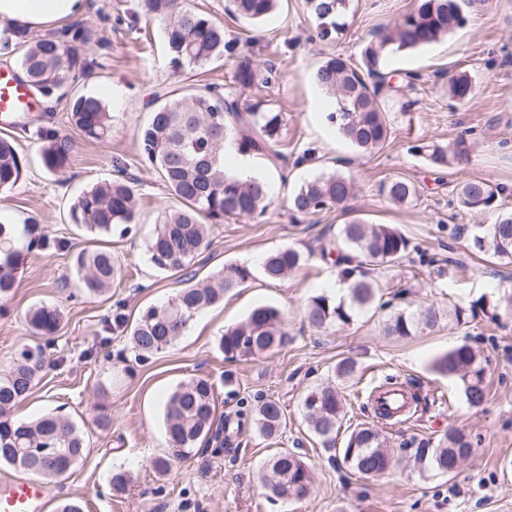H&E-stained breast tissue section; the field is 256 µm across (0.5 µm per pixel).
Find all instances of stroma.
Listing matches in <instances>:
<instances>
[{"instance_id": "stroma-1", "label": "stroma", "mask_w": 512, "mask_h": 512, "mask_svg": "<svg viewBox=\"0 0 512 512\" xmlns=\"http://www.w3.org/2000/svg\"><path fill=\"white\" fill-rule=\"evenodd\" d=\"M193 4L223 22L227 37L238 39L256 61L275 65L277 82L244 97L282 113V137L292 160L282 170L255 161V170L272 186L271 204L258 218L214 225L211 244L195 264L197 278L207 280L230 262L258 267L264 256L286 246L301 251L305 262L279 282L254 275L202 312L165 351L135 361L128 337L112 327L113 314L137 316L181 287L179 276L158 271L148 259L149 235L172 200L157 174L140 163L138 129L156 94L230 80L234 64L227 60L173 74L163 26L141 13L139 0H86L82 20L93 37L83 48L87 73L74 89L104 98L112 112V135L103 142L85 139L70 123L66 101L56 102L51 125L75 145L69 167L57 174L45 171L39 161L43 142L35 130H11L26 164L19 182L0 191V213L20 233L31 231L46 241L41 248L21 249L15 286L0 298V376L8 373L21 346L38 340L27 324L28 311L45 305L60 312L59 330L46 352L48 366L14 416L29 421L60 412L83 427L88 441L87 454L73 471L48 483L41 512H54L64 496L82 499L84 512H512V263H484L472 254L473 225L494 223L496 214L462 210L455 196L458 183L470 176L512 189V0H471L466 27L390 58V68L420 73L421 79L390 102V137L371 154L356 152L329 125L330 100L312 74L328 56L357 57L372 30L412 11L416 0H351L344 30L327 41L317 37L318 21L308 0H282L279 11L257 26L232 19L228 0ZM458 72L474 87L463 103L448 97V76ZM468 130L477 135L470 162L443 176H435L410 150L419 142L451 141ZM309 151L316 165L300 163ZM117 164L140 182L139 218L130 234L105 239L121 274L108 292L90 296L83 292L76 259L96 242L68 224L67 210L85 187L110 177ZM332 172L356 183L351 211L333 208L293 218L289 199L297 185ZM397 176L417 185L413 204L394 205L381 193V184ZM354 214L391 225L410 242L399 266L374 273L390 304L353 311L344 325L313 327L304 307L311 297L328 293L338 276L337 268L321 259L320 248ZM30 218L35 227H27ZM482 297L496 304V318L471 313ZM411 302L433 305L435 326L409 337L385 335L387 319ZM260 305L282 310L288 345L259 357L225 359L218 346L222 333ZM462 342L487 363V397L477 407L467 403L458 377L434 367ZM347 357L357 362L356 374L336 377L337 362ZM389 376L412 385L423 403L405 422L387 428L393 462L366 479L309 432L301 400L312 387L334 382L345 400L341 431L346 434L372 422L366 396ZM195 377L214 383L221 414L250 410L258 396L279 401L287 420L279 442L248 426L232 436L223 453L201 449L169 474L158 475L149 462L166 448L165 400ZM103 410L112 415L111 428L95 422ZM451 430L464 432L475 448L456 475L418 470L415 450L437 447ZM280 447L313 468L308 499L268 501L260 474ZM120 467L130 469L134 479L116 494L110 481Z\"/></svg>"}]
</instances>
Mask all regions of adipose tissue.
<instances>
[{
    "label": "adipose tissue",
    "instance_id": "adipose-tissue-1",
    "mask_svg": "<svg viewBox=\"0 0 512 512\" xmlns=\"http://www.w3.org/2000/svg\"><path fill=\"white\" fill-rule=\"evenodd\" d=\"M84 11L85 0H0V20L16 29H47Z\"/></svg>",
    "mask_w": 512,
    "mask_h": 512
}]
</instances>
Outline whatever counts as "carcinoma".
<instances>
[{
    "mask_svg": "<svg viewBox=\"0 0 512 512\" xmlns=\"http://www.w3.org/2000/svg\"><path fill=\"white\" fill-rule=\"evenodd\" d=\"M279 0H233L232 14L253 22L269 18ZM349 0H312L318 23V36L329 39L344 23ZM148 19L164 24V39L173 73L187 67H203L224 58L238 59L231 80L224 85L175 88L154 99L149 119L138 136L142 164L155 171L168 194L177 201L163 209L148 240L147 251L155 269L181 274L184 287L165 303L139 312L134 323L122 315L112 318L116 328H129V341L135 356L146 361L165 350L182 335L204 309L224 300V293L253 278L250 267L229 263L206 283L195 281V259L210 245L211 226L229 218L262 215L269 206L270 189L266 181L242 178L225 168L223 143L232 140L238 152L257 155L272 167L288 164L281 148L283 115L262 109V104L242 100L243 91L266 87L273 80L274 65L255 64L241 55L239 41L226 38L224 25L193 7L188 0H140ZM462 0H417L416 8L392 19L366 40L356 62L340 54L328 57L313 74L314 82L335 99L328 120L336 132L356 150L372 153L386 143L390 128L386 119L387 97L400 91L392 84L393 70L388 57L415 50L448 36L467 25ZM91 34L80 23L64 27L56 34L23 41L20 67L26 83L44 102L68 98L70 120L81 134L103 141L111 136L112 115L99 96L84 92L68 94L76 75L86 71L82 47ZM467 75L448 77V96L458 103L473 95ZM43 140L41 163L50 173L65 170L73 144L52 128H40ZM411 151L424 155L429 167L444 173L455 163L470 158V142L461 135L445 144L420 143ZM24 158L7 138H0V189L13 187L21 178ZM381 191L399 205L418 198L415 183L404 177L381 185ZM508 188L481 177L458 184L459 208L482 214L497 211L492 224H478L470 240L472 252L489 261L512 260V211L500 208L499 200ZM354 195L353 180L339 173H322L301 184L290 199L291 210L313 215L331 207H344ZM138 180L119 166L116 176L98 182L82 192L69 208V222L100 235L127 233L138 223ZM409 247L407 238L386 224H367L358 218L339 227L336 236L321 247L325 259L334 258L339 276L348 283L349 308L336 304L327 295L312 297L306 317L315 327L346 324L350 311L375 303L382 287L368 276L378 267L400 263ZM19 254L18 236L10 219L0 215V296L14 288ZM304 262L294 248H282L261 265L262 276L280 281ZM77 274L90 295H100L111 287L119 268L112 252L86 250L77 257ZM433 306L421 305L413 311L401 310L384 327L388 336L407 337L434 326ZM57 309L40 306L28 313L33 331L51 338L59 329ZM283 314L273 306L254 308L240 323L225 330L219 345L227 358L262 356L288 342L282 330ZM440 372L460 377L464 395L472 406L486 398V365L473 347L462 342L435 362ZM45 368L40 344L19 349L8 373L0 377V465L21 468L53 481L67 475L87 450L84 430L61 414H47L29 422L16 421L12 411L31 393ZM308 430L325 445L336 444L345 417L344 402L336 387L321 384L310 389L302 400ZM167 452L150 460L161 475L174 463L192 457L201 446L224 445V432L231 420L216 419L214 384L207 378H194L178 386L164 404ZM260 435L276 439L287 421L275 399L258 398L251 410ZM473 451L466 436L451 431L436 448H418L416 459L423 468L451 475ZM344 462L361 476L386 470L392 456L385 432L374 425L354 429L345 446L339 449ZM262 484L272 502L299 500L310 495L313 474L300 456L286 449L277 452L266 464Z\"/></svg>",
    "mask_w": 512,
    "mask_h": 512,
    "instance_id": "obj_1",
    "label": "carcinoma"
}]
</instances>
